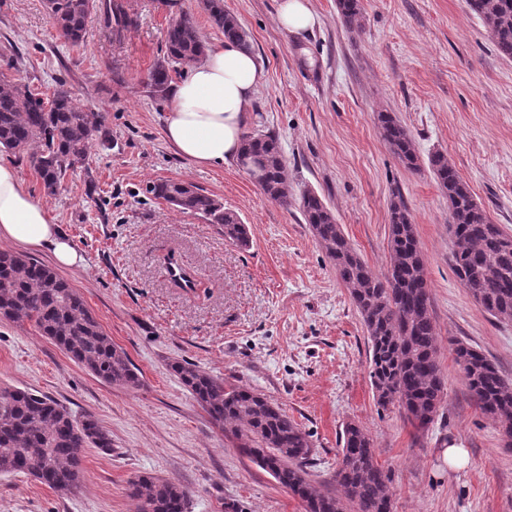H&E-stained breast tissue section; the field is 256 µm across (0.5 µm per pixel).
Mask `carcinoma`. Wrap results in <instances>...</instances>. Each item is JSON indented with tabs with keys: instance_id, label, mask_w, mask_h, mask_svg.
I'll return each mask as SVG.
<instances>
[{
	"instance_id": "cac0c4a2",
	"label": "carcinoma",
	"mask_w": 512,
	"mask_h": 512,
	"mask_svg": "<svg viewBox=\"0 0 512 512\" xmlns=\"http://www.w3.org/2000/svg\"><path fill=\"white\" fill-rule=\"evenodd\" d=\"M467 4L483 20L497 51L512 58V0H467ZM205 7L224 38L250 47L239 19L224 10V0H205ZM336 7L346 27L358 24L361 0H336ZM46 9L60 36L72 45L84 41L93 18L116 40L135 24L125 0H46ZM165 42L166 57L148 76L152 92L161 100L169 95L172 73L205 54L190 13L169 23ZM376 123L400 162L420 169L421 159L409 132L397 118L378 112ZM111 143L103 117L79 109L67 90L60 89L45 100L28 85L0 73V151L26 158L47 192H55L68 172L87 160L94 145L108 148ZM243 155L260 159L263 193L288 205L293 194L277 140L269 134L245 135ZM427 167L448 197L456 277L486 313L512 322V234L491 221L445 154L429 156ZM152 192L217 225L224 242L244 250L250 247L247 225L215 196L173 180L153 184ZM298 206L368 334L377 404L396 405L416 429L428 428L439 415L446 393L437 359L427 268L410 211L401 201L390 205L389 267L380 276L355 250L315 192H301ZM0 319L29 325L105 383L130 389L141 385L139 370L112 342L82 294L32 258L0 251ZM453 353L480 410L498 424L505 445L511 447L512 382L466 342H455ZM170 368L215 426L256 448L250 460L299 497L304 512H392L391 470L378 463L372 440L359 425L344 427L333 475L336 493H324L309 479V434L285 410L259 393L226 387L223 380L193 364L175 362ZM87 448L112 450V436L92 416L77 418L46 395L0 387V474L24 473L62 495L73 494L85 481ZM126 493L139 502L140 512H186L187 493L175 479L140 475L129 481Z\"/></svg>"
}]
</instances>
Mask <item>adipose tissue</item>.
Masks as SVG:
<instances>
[{"label":"adipose tissue","mask_w":512,"mask_h":512,"mask_svg":"<svg viewBox=\"0 0 512 512\" xmlns=\"http://www.w3.org/2000/svg\"><path fill=\"white\" fill-rule=\"evenodd\" d=\"M264 80L252 50L232 40L212 45L173 89V104L164 121L167 142L200 166L239 159L248 107ZM0 242L49 249L62 267L85 262L43 203L24 188L15 166L6 161H0Z\"/></svg>","instance_id":"1"}]
</instances>
